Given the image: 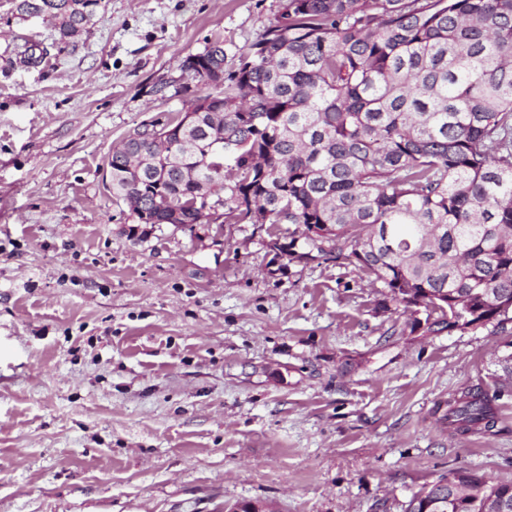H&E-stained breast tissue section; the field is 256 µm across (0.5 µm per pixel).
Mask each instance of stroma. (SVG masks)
Returning a JSON list of instances; mask_svg holds the SVG:
<instances>
[{
	"instance_id": "35a3bbf8",
	"label": "stroma",
	"mask_w": 512,
	"mask_h": 512,
	"mask_svg": "<svg viewBox=\"0 0 512 512\" xmlns=\"http://www.w3.org/2000/svg\"><path fill=\"white\" fill-rule=\"evenodd\" d=\"M75 40L0 0V512H405L456 469L512 480V321L432 331L266 224H140L112 148L175 121L281 0H105ZM49 46L37 67L25 43ZM478 388L497 423L456 433Z\"/></svg>"
}]
</instances>
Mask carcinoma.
Listing matches in <instances>:
<instances>
[{"label": "carcinoma", "mask_w": 512, "mask_h": 512, "mask_svg": "<svg viewBox=\"0 0 512 512\" xmlns=\"http://www.w3.org/2000/svg\"><path fill=\"white\" fill-rule=\"evenodd\" d=\"M104 0H19L75 38ZM36 65L47 49L24 45ZM205 92L182 111L219 112L178 133L128 178L127 141L112 149V196L140 202L137 221L292 224L288 256L334 255L375 277L392 299L423 297L428 328L465 308L502 322L512 312V0H282L261 37L224 74V42L188 55ZM224 138V155L206 150ZM327 234H321L324 226ZM302 242L304 252L295 246ZM492 428L488 397L448 403V426ZM470 512L505 491L459 471Z\"/></svg>", "instance_id": "obj_1"}]
</instances>
